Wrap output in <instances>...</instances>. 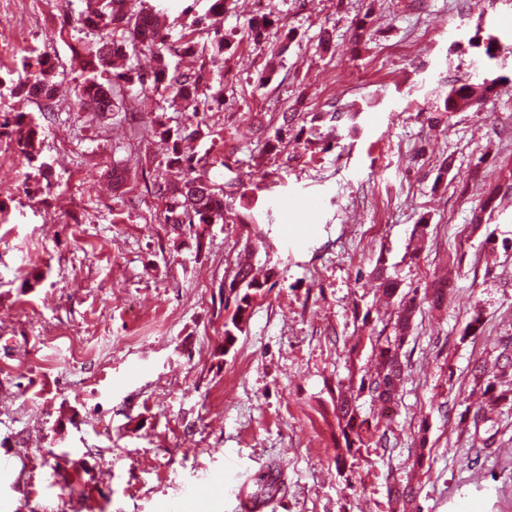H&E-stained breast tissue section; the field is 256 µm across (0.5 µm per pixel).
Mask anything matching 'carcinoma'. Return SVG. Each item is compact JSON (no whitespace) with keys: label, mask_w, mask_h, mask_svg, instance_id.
Instances as JSON below:
<instances>
[{"label":"carcinoma","mask_w":512,"mask_h":512,"mask_svg":"<svg viewBox=\"0 0 512 512\" xmlns=\"http://www.w3.org/2000/svg\"><path fill=\"white\" fill-rule=\"evenodd\" d=\"M226 0H211L205 15L194 20L193 25L202 26L213 33L210 47L214 55L220 56L227 49L223 20ZM86 8L81 12V32L71 49V73L74 74L75 96L70 106L79 111L92 109L96 112H112L116 108L114 99L123 89L138 84L143 89L164 88L173 95V101L182 111L199 115V88L201 76L191 70L170 69L167 56L175 54L194 55L197 43L185 39L177 46L168 43V34L160 23L161 11L142 6L135 13L128 12L126 0H85ZM142 51H149L156 58L151 71H142L132 65L122 70H112L114 60L129 58ZM60 72L47 53L25 56L22 72L17 79L4 83L0 79V98L8 94L30 99L40 98L42 118L55 111L57 87L61 83ZM497 90L493 85L464 84L451 88L444 103V112H456L465 107L479 106L487 95ZM153 134L170 144L167 165L183 172L179 183L166 181L153 183L155 195L164 202L165 223L175 227L185 224L205 227L226 221L238 223L246 232L244 256L239 258L233 277L224 281V347L219 355L225 356L237 341L250 317L252 302L264 295L268 281H259L252 274V258L267 248L265 235L254 220L252 202L241 204L236 212L226 207L224 199L235 197L233 190L210 184L197 176L201 159L186 150L184 142L202 134L201 127L173 129L162 120L152 121ZM0 137L14 143V153L24 158L28 165H37L39 175L46 179L52 172V164L41 159V125L33 115L17 112L13 120L0 121ZM371 274L378 281L382 295L396 307L390 315L393 335L378 334L371 340L372 353L376 356L377 368L373 374L361 376L358 389L338 391L336 395V425L344 441L345 451L336 454V470L344 472L348 458L353 456L354 446L362 445V432L366 420L359 418L356 401L366 392L382 405L391 404L405 382V369L401 360V349L409 335L411 324L419 308L417 291L405 292L398 277L392 275L384 262L377 260ZM448 282L433 281L424 289L423 300L434 308H440L448 300ZM512 374V343L502 344L496 358L480 364L474 374V382L484 387L490 402L512 406V389H498L504 378ZM281 465L274 462L267 471L255 475L251 480L249 495L256 503L272 499L280 491L278 478Z\"/></svg>","instance_id":"obj_1"}]
</instances>
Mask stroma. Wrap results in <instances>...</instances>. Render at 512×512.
I'll return each instance as SVG.
<instances>
[{"label": "stroma", "instance_id": "1", "mask_svg": "<svg viewBox=\"0 0 512 512\" xmlns=\"http://www.w3.org/2000/svg\"><path fill=\"white\" fill-rule=\"evenodd\" d=\"M36 3L42 25L25 29L0 0V79L46 51L70 89V43L55 29L76 24L83 0ZM209 6L164 2L170 41L201 46L172 66L202 73L200 96L224 89L189 148L210 181L255 194L268 212L270 249L254 264L274 266L276 284L223 353L222 286L243 230L173 228L146 187L177 177L152 119L176 127L188 113L137 86L102 116L61 101L42 143L50 193L28 199L36 170L0 154L11 208L0 224V458L12 461L0 502L7 512L57 497L71 512H197L192 488L220 469L212 512H241L238 485L278 459L285 489L263 512H400L393 483L413 488L422 512H512V408H495L490 426L472 415L486 402L475 365L512 338V90L429 122L452 86L512 77L502 24L512 0H227L232 47L221 57L192 26ZM269 14L275 30L254 42L251 23ZM477 34L501 45L478 68ZM293 108L303 122L281 133ZM115 167L128 174L118 192ZM380 257L403 290L445 277L452 292L441 309L419 307L393 415L358 400L367 445L341 474L336 391L374 366L370 338L383 323L354 310L376 303ZM477 311L479 334L464 336Z\"/></svg>", "mask_w": 512, "mask_h": 512}]
</instances>
